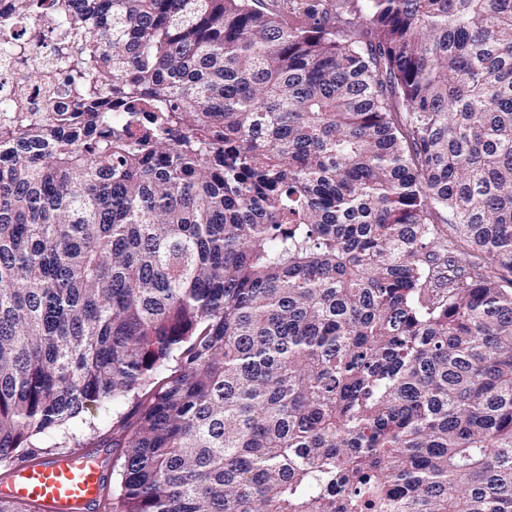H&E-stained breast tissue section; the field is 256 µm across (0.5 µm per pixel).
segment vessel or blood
Listing matches in <instances>:
<instances>
[{
  "label": "vessel or blood",
  "instance_id": "obj_1",
  "mask_svg": "<svg viewBox=\"0 0 512 512\" xmlns=\"http://www.w3.org/2000/svg\"><path fill=\"white\" fill-rule=\"evenodd\" d=\"M104 476L101 458L78 450L9 472L0 497L25 500L37 512H89L102 496Z\"/></svg>",
  "mask_w": 512,
  "mask_h": 512
}]
</instances>
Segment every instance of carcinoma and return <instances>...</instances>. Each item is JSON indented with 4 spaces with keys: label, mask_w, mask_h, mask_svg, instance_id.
<instances>
[{
    "label": "carcinoma",
    "mask_w": 512,
    "mask_h": 512,
    "mask_svg": "<svg viewBox=\"0 0 512 512\" xmlns=\"http://www.w3.org/2000/svg\"><path fill=\"white\" fill-rule=\"evenodd\" d=\"M356 10L9 0L0 463L94 406L109 512H512V0Z\"/></svg>",
    "instance_id": "1"
}]
</instances>
